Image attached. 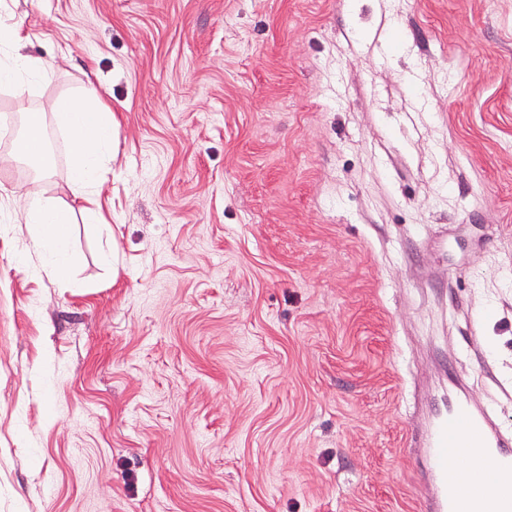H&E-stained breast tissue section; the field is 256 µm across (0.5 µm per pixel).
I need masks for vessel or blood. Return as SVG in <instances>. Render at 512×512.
Listing matches in <instances>:
<instances>
[{"mask_svg":"<svg viewBox=\"0 0 512 512\" xmlns=\"http://www.w3.org/2000/svg\"><path fill=\"white\" fill-rule=\"evenodd\" d=\"M430 479L427 512H468L469 498L450 458L468 456L489 465L501 481L512 485V441L484 410L468 398L454 396L429 422L422 442Z\"/></svg>","mask_w":512,"mask_h":512,"instance_id":"1","label":"vessel or blood"}]
</instances>
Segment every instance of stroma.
<instances>
[{
	"mask_svg": "<svg viewBox=\"0 0 512 512\" xmlns=\"http://www.w3.org/2000/svg\"><path fill=\"white\" fill-rule=\"evenodd\" d=\"M118 123L75 286L0 223V512H424L464 389L512 433V0H0ZM47 197L66 203L49 129ZM28 164L0 165V214Z\"/></svg>",
	"mask_w": 512,
	"mask_h": 512,
	"instance_id": "stroma-1",
	"label": "stroma"
}]
</instances>
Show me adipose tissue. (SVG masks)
<instances>
[{
    "label": "adipose tissue",
    "instance_id": "obj_1",
    "mask_svg": "<svg viewBox=\"0 0 512 512\" xmlns=\"http://www.w3.org/2000/svg\"><path fill=\"white\" fill-rule=\"evenodd\" d=\"M26 38L20 28L0 25V44L9 46L12 55L7 66H0V78L13 82L17 92H27V78L45 75L41 59L24 54ZM23 132L0 164L25 160L34 166V178L25 194L23 218L32 228L28 250L49 257V276L62 284L72 285V260L69 255V231L73 222L72 207L45 197L42 182L50 173L47 162L49 141L45 130L55 126L69 136V189L82 201L81 212L87 223L105 221L101 202V162L112 149L116 127L112 111L93 88H86L80 98L56 101L52 113L37 109L22 113Z\"/></svg>",
    "mask_w": 512,
    "mask_h": 512
}]
</instances>
